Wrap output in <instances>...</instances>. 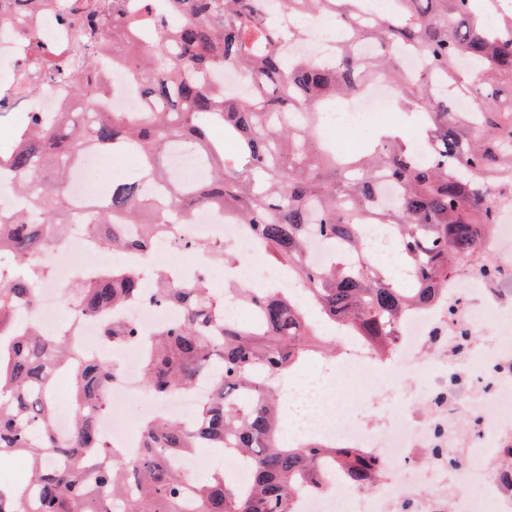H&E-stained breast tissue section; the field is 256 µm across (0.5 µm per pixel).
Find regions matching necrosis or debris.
<instances>
[{
	"mask_svg": "<svg viewBox=\"0 0 512 512\" xmlns=\"http://www.w3.org/2000/svg\"><path fill=\"white\" fill-rule=\"evenodd\" d=\"M42 2L41 9L28 14L26 27L0 45V102L13 112H42L51 117L79 110L81 104L70 90L38 77L42 62L35 54L36 43L66 50L78 39L96 43L97 30L87 24V0ZM342 39V31L330 18L309 19L303 24L302 37L290 42L289 52L330 60ZM95 57L94 68H87L82 58L77 66L82 80L108 85L102 108L142 111L141 88L128 66L108 49L96 52ZM393 99L394 91L386 81H374L345 108L325 111L320 131L335 141L337 152L357 153L365 136L388 122ZM182 234L218 247L229 244L241 249L247 261L225 271L226 280L244 279L261 288L288 277L287 270L263 265L257 241L232 216L199 209L193 222L183 225ZM156 251L168 255V271L181 279L211 275L198 252L171 243L159 244ZM484 251L499 268L496 278L463 268L449 280L440 303L413 312L399 325L401 364L393 371L388 389L398 396L405 392L409 378L422 379L427 411L401 410L392 417L371 410L370 387L376 369L358 341L344 350L341 369L315 366L291 390L289 402L301 408L288 424L294 443L316 439L339 448L366 449L384 485L392 487L388 493L384 485L358 489L340 476L323 492L301 493L293 501L294 512H334L344 503L351 512H443L448 500L453 501L455 512H485L489 505L495 512H512V488L483 465L486 454L512 448V427L503 422L512 416V325L503 318L505 309H512V206L500 208L499 222ZM73 253L84 257V265L71 263ZM112 256L109 248L91 246L86 225H70L63 241L47 244L39 254L52 278L39 286L28 309L30 319L45 332H55L57 307L77 271L109 267ZM489 330L501 336L496 351L476 355L473 337ZM74 340L103 359H117L121 366L120 378L107 389L97 414L105 447L132 456L138 452V439L115 431V406L133 404L151 417L176 415L190 422L199 402L212 394V383L206 378L185 392L164 397L147 393L141 382L139 349L104 344L98 318L78 319Z\"/></svg>",
	"mask_w": 512,
	"mask_h": 512,
	"instance_id": "1",
	"label": "necrosis or debris"
}]
</instances>
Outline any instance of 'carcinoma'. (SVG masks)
I'll return each mask as SVG.
<instances>
[{"label":"carcinoma","mask_w":512,"mask_h":512,"mask_svg":"<svg viewBox=\"0 0 512 512\" xmlns=\"http://www.w3.org/2000/svg\"><path fill=\"white\" fill-rule=\"evenodd\" d=\"M35 0H0V37L21 24ZM290 14L330 16L377 52L362 58L346 47L326 64L288 60L287 42L302 29L268 17L262 0H112L100 15L102 45L140 77L141 112H62L53 121L31 113L16 129L0 181L28 198L25 209L0 211V255L16 271L0 283V453L19 457L21 482L0 485V512H290L294 497L323 480L320 462L343 472L352 486L374 485L376 465L357 448L319 443L288 445L279 434L278 386L330 342L317 325L339 326L388 359L408 312L432 307L457 265L494 262L483 253L498 219V202L512 200V0H287ZM406 47L426 67L396 70L390 80L399 107L416 122V139L384 127L364 150L341 156L319 139L321 107H340L387 71ZM225 67L248 73L249 98L232 97L203 76ZM74 94L95 102L101 88L56 68ZM478 101L475 110L448 98ZM224 130V141L212 136ZM429 157L418 160L420 145ZM89 148L138 168L112 181L93 206L94 243L149 253L179 237V225L202 207L223 211L249 227L266 257L306 285L305 296L279 286L242 288L238 297L258 316L255 326L226 318L224 302L202 279L182 284L159 274L153 300L183 310L144 334L120 314L146 288L142 272L124 265L75 281L69 302L99 318L114 343L143 353L152 394L190 388L216 375L212 396L199 406L198 425L166 417L146 423L137 460L103 449L96 410L116 371L75 345L21 324L33 300L32 282L48 275L38 253L62 239L87 207L67 194L71 171ZM191 150L206 168L183 181L172 157ZM398 186L391 208L372 206L380 184ZM385 224L415 282L401 287L389 270L366 257L365 230ZM343 242L349 256L317 266L309 234ZM64 373L80 406L72 432L53 426V377ZM195 448H231L250 467L249 487L213 474L195 487L173 461ZM492 474L512 485V458L498 457Z\"/></svg>","instance_id":"obj_1"}]
</instances>
